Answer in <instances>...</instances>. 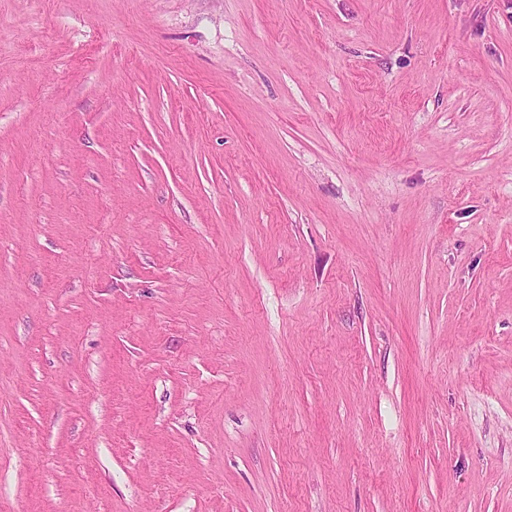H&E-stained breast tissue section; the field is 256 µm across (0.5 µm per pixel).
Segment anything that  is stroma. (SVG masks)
Here are the masks:
<instances>
[{
    "instance_id": "obj_1",
    "label": "stroma",
    "mask_w": 512,
    "mask_h": 512,
    "mask_svg": "<svg viewBox=\"0 0 512 512\" xmlns=\"http://www.w3.org/2000/svg\"><path fill=\"white\" fill-rule=\"evenodd\" d=\"M0 512H512V0H0Z\"/></svg>"
}]
</instances>
